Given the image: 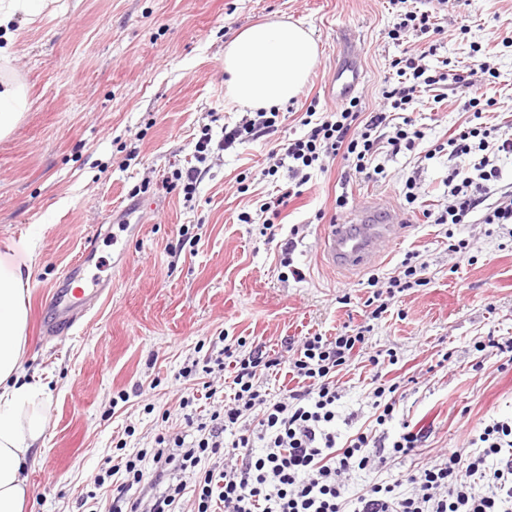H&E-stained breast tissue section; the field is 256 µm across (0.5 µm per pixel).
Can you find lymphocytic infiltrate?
Wrapping results in <instances>:
<instances>
[{
  "label": "lymphocytic infiltrate",
  "mask_w": 512,
  "mask_h": 512,
  "mask_svg": "<svg viewBox=\"0 0 512 512\" xmlns=\"http://www.w3.org/2000/svg\"><path fill=\"white\" fill-rule=\"evenodd\" d=\"M406 2L390 0L398 17L390 38L397 40L412 31L429 41L441 34L434 15L406 9ZM392 66L396 82L383 93L390 111H362L354 98L321 117L315 107L307 108L302 119L307 133L279 146L282 158L290 162L292 185L282 196L264 203V211L279 217L281 205L310 180L311 168L323 156L344 162L343 184L378 181L383 174L377 161L380 148L394 156L417 150L424 134L409 107L418 93L444 83L460 89L458 108L470 113L471 123L446 142L431 145L425 156L475 154L479 160L471 176L461 179L449 173L448 203L435 213L434 221L512 224V189L500 185L496 165L500 157L512 156V135L492 136L490 127L481 122L490 104L482 87L497 78V71L485 64L477 79L453 68L431 75L422 55L410 52ZM278 115L275 108L258 111L256 119L243 120L217 140L202 131L194 145V165L175 170L163 180V187L182 189L185 198H192L202 180L200 165L210 153L228 149L244 135L260 138L274 128ZM364 342L361 332L303 337L289 363L300 386L288 389L276 401L262 392L259 379L279 365V358L262 344L249 347L240 340L225 345L224 356L234 371L229 403L203 420L189 411L194 397H181V407L188 410L186 423L195 429V437L157 436L153 476L145 475L139 459L127 460L126 477L113 494L108 512H176L188 492L194 497V512H512V420L486 425L478 436L481 451L451 449L406 473L392 471L391 463L425 442L427 430L401 433L389 444L380 436L359 431L338 443L336 373ZM251 417L257 421L252 429L245 424ZM228 447L238 452L233 464L219 471L200 470L204 456L223 453ZM360 471L376 472L379 478L349 489L352 474ZM187 472L194 474L193 483L184 481ZM146 481L154 494L148 498L133 494V486Z\"/></svg>",
  "instance_id": "1"
}]
</instances>
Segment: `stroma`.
Returning a JSON list of instances; mask_svg holds the SVG:
<instances>
[{
    "mask_svg": "<svg viewBox=\"0 0 512 512\" xmlns=\"http://www.w3.org/2000/svg\"><path fill=\"white\" fill-rule=\"evenodd\" d=\"M34 24L25 14L0 28V47L27 87L28 107L0 139V256L30 272L25 367L46 385L49 426L29 473L26 512H104L124 480L127 459L151 450L158 434L188 428L181 396L201 388L205 373L184 378L192 361L216 358L227 341L273 349L285 363V342L367 327L366 347L336 374V434L403 426L428 427L430 437L400 471L434 460L449 448L470 447L494 421L512 418V224H433L409 214L402 237L382 246L370 265L341 270L324 253L325 218L345 222L375 203L405 210L402 188L418 172L433 204L444 203L449 170L469 175L474 159L439 154H379L385 177L354 185L337 209L341 161L312 170L301 196L282 207L266 230L261 206L288 181L273 169L276 144L306 132L300 119L310 101L335 111L328 87L356 55L362 109L379 110L394 82L391 63L404 50L424 52L414 33L388 38L396 21L388 0H63ZM443 32L425 59L467 70L490 63L499 73L485 89L495 104L487 125L512 134V0H470L440 8ZM287 17L312 30L318 44L313 74L281 112L273 134L211 155L192 200L163 189L164 178L193 157L202 128L220 134L242 115L225 97L224 46L238 30ZM456 93L413 105L424 145L441 143L465 126ZM249 189L239 192L238 177ZM251 223H242L240 213ZM110 228L91 263L96 279L112 283L75 335L42 337L43 302L55 280L98 226ZM199 228L197 245L180 232ZM291 267H283L288 239ZM471 258L459 260L458 240ZM425 267L426 285L388 299L371 316L372 276L397 275L406 255ZM302 279L292 277L291 268ZM396 353L395 365L375 370L371 355ZM400 388L391 421L377 425V380ZM115 473L104 486L94 478Z\"/></svg>",
    "mask_w": 512,
    "mask_h": 512,
    "instance_id": "obj_1",
    "label": "stroma"
}]
</instances>
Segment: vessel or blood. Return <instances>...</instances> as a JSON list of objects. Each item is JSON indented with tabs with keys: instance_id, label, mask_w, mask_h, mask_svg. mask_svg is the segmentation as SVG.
<instances>
[{
	"instance_id": "1",
	"label": "vessel or blood",
	"mask_w": 512,
	"mask_h": 512,
	"mask_svg": "<svg viewBox=\"0 0 512 512\" xmlns=\"http://www.w3.org/2000/svg\"><path fill=\"white\" fill-rule=\"evenodd\" d=\"M360 82L361 73L357 66L338 69L333 82L337 97H350ZM404 223L402 215L388 207L362 211L351 223L328 225L323 236L324 249L333 265L343 268L365 266L371 263L383 244L400 237ZM97 243V237L86 239L82 251L55 283L48 303L51 316L45 323L49 334L67 335L95 302L109 295L110 283H90L84 278L85 266L93 259Z\"/></svg>"
}]
</instances>
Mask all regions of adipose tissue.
Listing matches in <instances>:
<instances>
[{
  "mask_svg": "<svg viewBox=\"0 0 512 512\" xmlns=\"http://www.w3.org/2000/svg\"><path fill=\"white\" fill-rule=\"evenodd\" d=\"M318 55L309 30L278 19L240 30L224 49L228 101L239 108L269 109L296 98L308 83ZM18 76L0 74V139L27 109ZM29 276L22 266H0V512H24L27 466L45 444V387L29 381L27 349Z\"/></svg>",
  "mask_w": 512,
  "mask_h": 512,
  "instance_id": "1",
  "label": "adipose tissue"
}]
</instances>
